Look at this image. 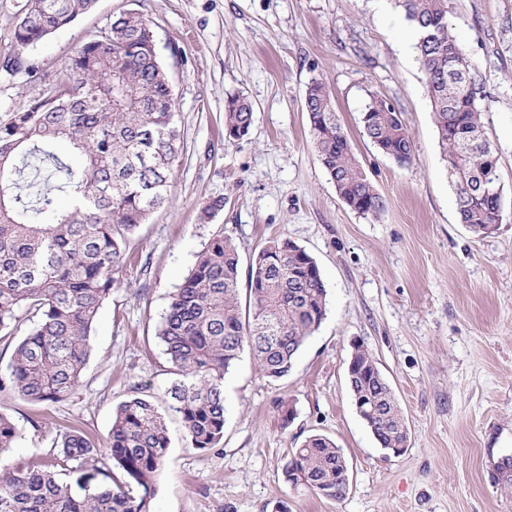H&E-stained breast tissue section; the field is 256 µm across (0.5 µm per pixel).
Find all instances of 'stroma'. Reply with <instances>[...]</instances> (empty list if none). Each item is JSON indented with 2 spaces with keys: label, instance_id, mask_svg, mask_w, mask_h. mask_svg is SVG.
Segmentation results:
<instances>
[{
  "label": "stroma",
  "instance_id": "1",
  "mask_svg": "<svg viewBox=\"0 0 512 512\" xmlns=\"http://www.w3.org/2000/svg\"><path fill=\"white\" fill-rule=\"evenodd\" d=\"M26 4L0 0V117L42 92L26 65L61 70L88 34L133 11L153 23L184 150L168 203L127 243L77 388L47 405L0 391V411L20 432L9 458L48 456L72 428L105 445L114 409L139 393L164 410L170 438L153 512H271L280 501L288 512H512V493L494 479L512 457V0H448L501 176L502 221L487 235L459 221L415 35L392 0H96L24 47L15 30ZM14 59L20 68L6 69ZM314 78L386 201L379 216L351 210L317 159L304 108ZM236 95L254 112L249 135L232 142L224 105ZM374 96L401 114L414 149L407 166L363 129ZM217 197L223 210L202 220ZM219 234L244 264L272 239L296 242L319 266L327 313L287 378L270 381L242 353L224 379V438L200 451L168 408L173 375L156 332ZM355 341L403 412L400 454L380 448L356 412L347 386ZM314 434L347 462L343 500L283 479L291 450Z\"/></svg>",
  "mask_w": 512,
  "mask_h": 512
}]
</instances>
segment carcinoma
I'll return each mask as SVG.
<instances>
[{"label":"carcinoma","mask_w":512,"mask_h":512,"mask_svg":"<svg viewBox=\"0 0 512 512\" xmlns=\"http://www.w3.org/2000/svg\"><path fill=\"white\" fill-rule=\"evenodd\" d=\"M417 33L439 144L456 192L459 220L482 234L501 216L495 149L485 138L477 91L465 51L448 27V0H395ZM95 0H27L15 36L26 47L71 25ZM28 73L42 94L0 118V333L17 331L19 310L35 318L16 346L9 389L33 402H57L75 389L90 356L89 337L125 263L135 229L169 201L183 153L169 76L160 62L150 20L135 12L112 18L105 35L84 41L56 74ZM305 111L319 161L343 202L364 215L386 207L356 160L325 83L313 79ZM253 106L243 97L224 107L228 140L249 133ZM365 132L399 166L413 156L412 139L398 112L373 97L362 113ZM61 142L73 159L56 153ZM59 173L39 179L41 167ZM483 190L469 192L475 181ZM68 209L53 206L55 194ZM240 257L233 240L213 238L175 292L157 336L175 380L169 409L180 414L191 447L209 450L224 437V377L249 349L273 381L287 377L295 357L320 327L326 288L316 261L288 238L273 239L248 268L249 308L238 298ZM276 339L268 338L266 326ZM356 393L373 402L366 414L384 447L405 442L404 416L388 383L372 376L378 363L359 345ZM19 431L0 412V454ZM59 454L26 462L0 459V512H151L155 480L170 439L165 415L146 397L117 406L106 448L126 481L111 485L98 466V447L83 432L60 434ZM298 478L318 495L340 501L349 471L339 448L321 435L293 449ZM497 481L512 490V459L497 467Z\"/></svg>","instance_id":"cac0c4a2"}]
</instances>
